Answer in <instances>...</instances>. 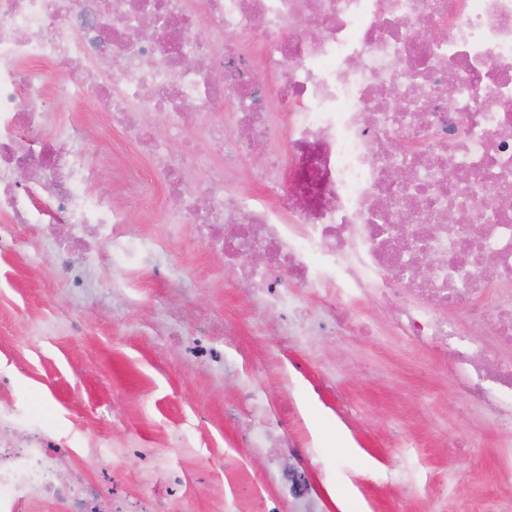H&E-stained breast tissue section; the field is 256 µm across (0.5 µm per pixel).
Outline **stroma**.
I'll return each instance as SVG.
<instances>
[{
	"instance_id": "35a3bbf8",
	"label": "stroma",
	"mask_w": 512,
	"mask_h": 512,
	"mask_svg": "<svg viewBox=\"0 0 512 512\" xmlns=\"http://www.w3.org/2000/svg\"><path fill=\"white\" fill-rule=\"evenodd\" d=\"M53 120L87 138L98 186L133 236L165 234V188L148 156L93 102L54 104ZM0 380L26 422L74 453L67 463L132 501L167 512H500L512 478L499 457L512 426L454 388L441 358L380 321L362 336L295 335L185 225L163 252L100 265L92 289L65 287L42 230L0 212ZM163 268L157 278L155 268ZM306 476L307 502L282 497L257 423ZM112 447L105 469L90 441Z\"/></svg>"
}]
</instances>
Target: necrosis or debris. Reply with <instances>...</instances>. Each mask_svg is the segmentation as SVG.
<instances>
[{
  "instance_id": "necrosis-or-debris-1",
  "label": "necrosis or debris",
  "mask_w": 512,
  "mask_h": 512,
  "mask_svg": "<svg viewBox=\"0 0 512 512\" xmlns=\"http://www.w3.org/2000/svg\"><path fill=\"white\" fill-rule=\"evenodd\" d=\"M227 35L236 44L223 45ZM188 55L204 66L185 67ZM51 100L109 112L162 172L168 222L204 225V242L240 258L270 303L312 288L326 330L371 336L373 320L349 315L368 298L394 335L450 357L459 394L512 423V358L498 354L512 349V0H0V211L77 229L60 257L78 291L89 263L120 265L139 240L96 190L85 140L51 126ZM160 120L202 135L169 153ZM275 137L287 151L268 156L261 196L225 192L220 171L185 189L209 152L233 165ZM452 213L465 222L449 223ZM255 251L287 276L257 271ZM452 307L475 314L472 326ZM487 332L497 349L482 343ZM63 457L0 412V512L39 501L164 512L113 498Z\"/></svg>"
}]
</instances>
